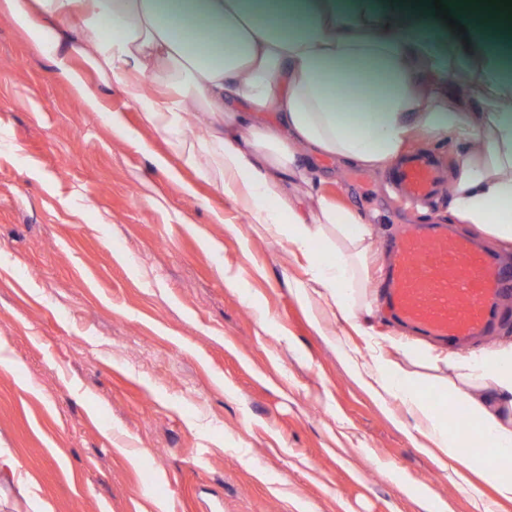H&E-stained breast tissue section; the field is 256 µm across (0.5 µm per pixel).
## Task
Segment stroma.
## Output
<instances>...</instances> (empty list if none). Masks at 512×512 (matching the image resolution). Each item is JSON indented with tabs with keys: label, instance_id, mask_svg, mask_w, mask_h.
I'll return each mask as SVG.
<instances>
[{
	"label": "stroma",
	"instance_id": "stroma-1",
	"mask_svg": "<svg viewBox=\"0 0 512 512\" xmlns=\"http://www.w3.org/2000/svg\"><path fill=\"white\" fill-rule=\"evenodd\" d=\"M466 24L512 57V21ZM69 65L100 111L0 16V451L17 467L0 512H29L17 475L53 512H512L352 374L342 348L370 357L398 326L379 314L361 336L300 299L290 242L186 166L120 85ZM469 149L409 146L446 178ZM319 171L378 238L453 222L447 193L415 211L384 173Z\"/></svg>",
	"mask_w": 512,
	"mask_h": 512
}]
</instances>
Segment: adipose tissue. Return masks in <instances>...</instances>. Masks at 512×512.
<instances>
[{
    "instance_id": "adipose-tissue-1",
    "label": "adipose tissue",
    "mask_w": 512,
    "mask_h": 512,
    "mask_svg": "<svg viewBox=\"0 0 512 512\" xmlns=\"http://www.w3.org/2000/svg\"><path fill=\"white\" fill-rule=\"evenodd\" d=\"M430 0H0V13L38 33L48 19L79 10L81 39L56 66L81 87L69 57L101 82H118L147 125L171 135L186 166L223 187L273 237L307 259L303 298H317L368 335L374 315L368 260L373 224L319 193L322 158L383 169L420 133L480 143L462 159L448 197L457 223L512 254V64L435 19L434 35L405 25ZM211 27L208 43L193 32ZM465 73L469 112L442 94ZM163 86L144 96L145 80ZM276 122H268L269 113ZM324 255L312 260L313 245ZM345 358L380 400L399 401L448 460L481 471L512 500V340L448 356L446 386L470 429L449 427L401 363L376 354Z\"/></svg>"
}]
</instances>
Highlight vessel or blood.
Returning <instances> with one entry per match:
<instances>
[{"instance_id": "1", "label": "vessel or blood", "mask_w": 512, "mask_h": 512, "mask_svg": "<svg viewBox=\"0 0 512 512\" xmlns=\"http://www.w3.org/2000/svg\"><path fill=\"white\" fill-rule=\"evenodd\" d=\"M389 184L414 204L441 185L433 159L413 155L397 163ZM392 265L380 300L391 318L418 335L458 342L489 334L500 318V300L512 291V268L443 224L412 225L388 242Z\"/></svg>"}]
</instances>
